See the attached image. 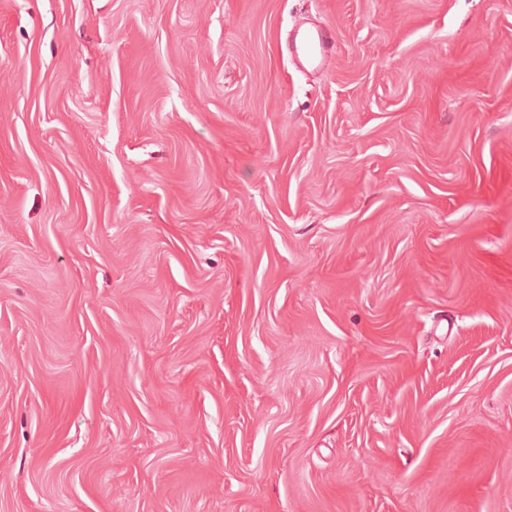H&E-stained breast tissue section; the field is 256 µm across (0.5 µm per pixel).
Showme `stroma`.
I'll list each match as a JSON object with an SVG mask.
<instances>
[{"label": "stroma", "instance_id": "1", "mask_svg": "<svg viewBox=\"0 0 512 512\" xmlns=\"http://www.w3.org/2000/svg\"><path fill=\"white\" fill-rule=\"evenodd\" d=\"M0 512H512V0H0ZM336 40V32L326 26H314L300 32L297 28L292 55L303 69L321 68Z\"/></svg>", "mask_w": 512, "mask_h": 512}]
</instances>
